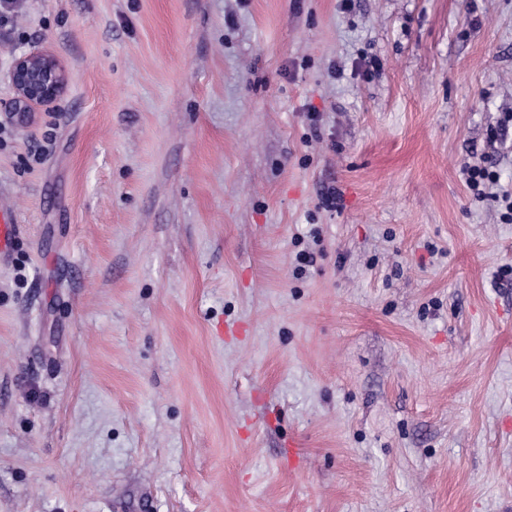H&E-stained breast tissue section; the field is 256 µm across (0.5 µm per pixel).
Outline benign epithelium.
<instances>
[{
	"mask_svg": "<svg viewBox=\"0 0 512 512\" xmlns=\"http://www.w3.org/2000/svg\"><path fill=\"white\" fill-rule=\"evenodd\" d=\"M6 78L13 96L5 103L0 101V110L20 117L54 103L67 85L66 72L57 58L36 48L14 56Z\"/></svg>",
	"mask_w": 512,
	"mask_h": 512,
	"instance_id": "benign-epithelium-1",
	"label": "benign epithelium"
}]
</instances>
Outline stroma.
I'll list each match as a JSON object with an SVG mask.
<instances>
[{"label":"stroma","mask_w":512,"mask_h":512,"mask_svg":"<svg viewBox=\"0 0 512 512\" xmlns=\"http://www.w3.org/2000/svg\"><path fill=\"white\" fill-rule=\"evenodd\" d=\"M0 16V512H512V0ZM6 78L13 96L8 102L0 101V111L20 117L54 103L67 85L66 72L57 58L36 48L15 55ZM466 174L467 186L478 199H482L486 196L484 191L486 181L489 183H495L496 181L495 174L490 173L486 168L476 166L468 167L466 168Z\"/></svg>","instance_id":"stroma-1"}]
</instances>
